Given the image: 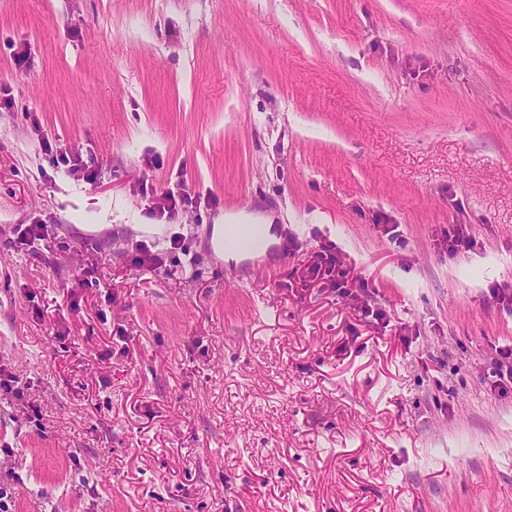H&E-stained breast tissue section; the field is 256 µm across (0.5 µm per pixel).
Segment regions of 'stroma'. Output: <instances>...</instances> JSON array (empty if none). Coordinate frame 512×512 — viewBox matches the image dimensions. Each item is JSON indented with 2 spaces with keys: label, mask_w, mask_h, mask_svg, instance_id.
Masks as SVG:
<instances>
[{
  "label": "stroma",
  "mask_w": 512,
  "mask_h": 512,
  "mask_svg": "<svg viewBox=\"0 0 512 512\" xmlns=\"http://www.w3.org/2000/svg\"><path fill=\"white\" fill-rule=\"evenodd\" d=\"M502 288L512 0H0L9 512H512ZM224 247L234 249L238 255H253L249 258L251 262L242 266L248 272L263 268L265 256L279 251V248L267 240L262 224L238 223L225 225L224 238L220 241L218 249L222 250L227 259H238L235 253L224 252ZM263 254L264 256H262Z\"/></svg>",
  "instance_id": "1"
}]
</instances>
